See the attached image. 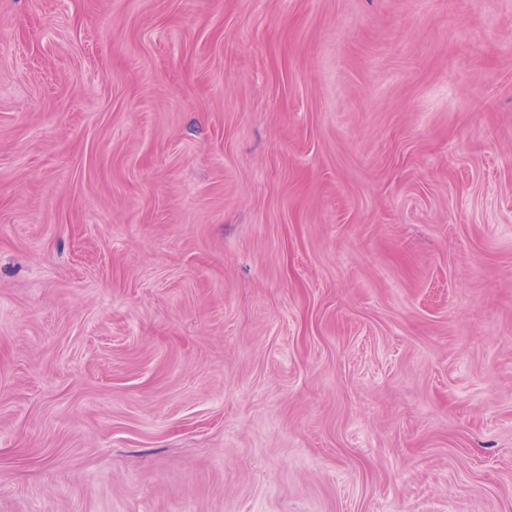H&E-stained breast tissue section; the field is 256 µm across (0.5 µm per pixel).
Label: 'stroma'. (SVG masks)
I'll list each match as a JSON object with an SVG mask.
<instances>
[{"label": "stroma", "instance_id": "stroma-1", "mask_svg": "<svg viewBox=\"0 0 512 512\" xmlns=\"http://www.w3.org/2000/svg\"><path fill=\"white\" fill-rule=\"evenodd\" d=\"M0 512H512V0H0Z\"/></svg>", "mask_w": 512, "mask_h": 512}]
</instances>
